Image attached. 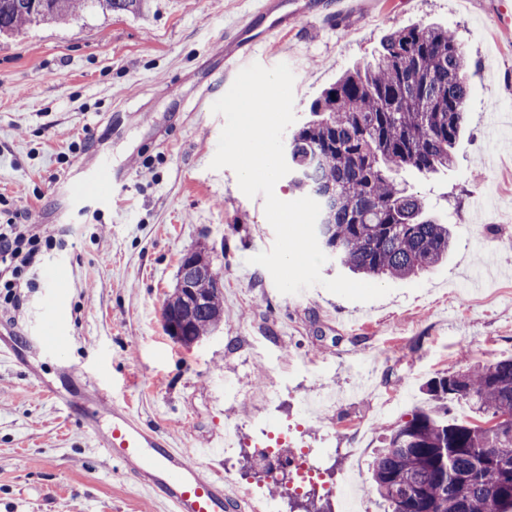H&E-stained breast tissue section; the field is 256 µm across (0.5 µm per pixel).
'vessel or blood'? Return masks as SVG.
<instances>
[{"label":"vessel or blood","mask_w":512,"mask_h":512,"mask_svg":"<svg viewBox=\"0 0 512 512\" xmlns=\"http://www.w3.org/2000/svg\"><path fill=\"white\" fill-rule=\"evenodd\" d=\"M254 3L250 21L227 32L224 68L202 84L195 101L197 111H208L210 102L223 95L225 85L250 64L258 47L280 37L289 18L306 11L299 0ZM125 177L124 165L102 155L94 163L78 166L64 196L71 202L90 198L108 203ZM48 308L54 318V331L39 337L38 344L55 350L65 340L66 318L58 302H50ZM80 383L91 402L81 414V425L93 448L132 476L146 495L163 505L164 512H244L239 495L221 476H203L192 453L174 446L163 432L142 423L128 409L111 403L91 377L81 376Z\"/></svg>","instance_id":"b4317fda"}]
</instances>
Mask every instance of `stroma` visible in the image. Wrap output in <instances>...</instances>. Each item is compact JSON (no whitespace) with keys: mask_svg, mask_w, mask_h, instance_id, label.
I'll return each mask as SVG.
<instances>
[{"mask_svg":"<svg viewBox=\"0 0 512 512\" xmlns=\"http://www.w3.org/2000/svg\"><path fill=\"white\" fill-rule=\"evenodd\" d=\"M298 16L286 38L258 51L294 75L297 124L347 70L371 60L392 31L441 24L456 31L471 67L467 125L448 170L403 177L448 224V258L385 297L359 303L315 286L280 293L250 264L275 239L263 196L247 197L235 172L211 169L223 116L197 112L200 78L220 65L224 35L250 0H148L141 14L85 10L0 40V220L41 224L70 242L61 304L69 341L57 355L17 338L46 332L41 286L0 316V339L21 360L0 363V512H160L133 480L94 452L80 422L30 383L34 365L50 384L75 365L116 405L129 407L188 450L228 424L264 427L257 396L276 392L274 416L301 425L300 441L333 454L325 477L348 465L347 423L359 422L360 494L373 512L370 466L388 431L424 408L431 378L512 357V35L495 23L498 0H387L377 16L336 22L335 0ZM83 144L61 162L67 142ZM107 152L129 165L112 204L60 210L78 162ZM211 250L224 278L219 327L190 347L162 328L180 257ZM336 401L324 415L307 401ZM407 397L383 411L380 396Z\"/></svg>","mask_w":512,"mask_h":512,"instance_id":"obj_1","label":"stroma"}]
</instances>
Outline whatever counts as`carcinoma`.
Listing matches in <instances>:
<instances>
[{
    "mask_svg": "<svg viewBox=\"0 0 512 512\" xmlns=\"http://www.w3.org/2000/svg\"><path fill=\"white\" fill-rule=\"evenodd\" d=\"M115 13L143 0H0V35L65 21L81 6ZM470 65L440 25L391 32L373 61L346 72L288 138L291 184L317 201L316 235L340 265L374 279H403L448 258V225L398 178L454 163L464 129ZM181 258L165 303L168 336L191 342L221 321L224 280ZM433 405L397 425L378 449L371 481L388 512H512V357L450 371L427 384ZM466 403L469 420L439 410Z\"/></svg>",
    "mask_w": 512,
    "mask_h": 512,
    "instance_id": "cac0c4a2",
    "label": "carcinoma"
}]
</instances>
